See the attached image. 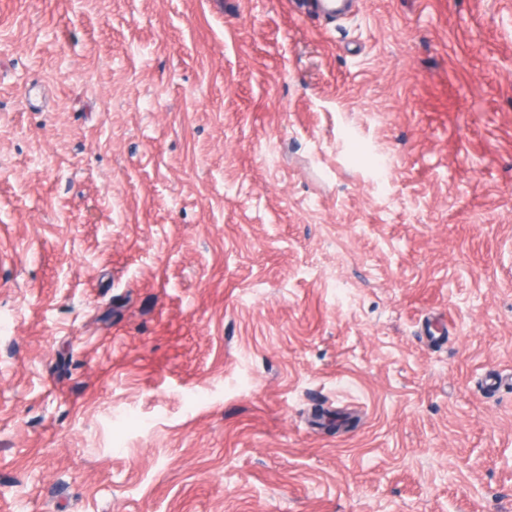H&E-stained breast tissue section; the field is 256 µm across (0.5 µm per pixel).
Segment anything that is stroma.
Returning <instances> with one entry per match:
<instances>
[{
  "label": "stroma",
  "mask_w": 512,
  "mask_h": 512,
  "mask_svg": "<svg viewBox=\"0 0 512 512\" xmlns=\"http://www.w3.org/2000/svg\"><path fill=\"white\" fill-rule=\"evenodd\" d=\"M0 512H512V0H0Z\"/></svg>",
  "instance_id": "35a3bbf8"
}]
</instances>
